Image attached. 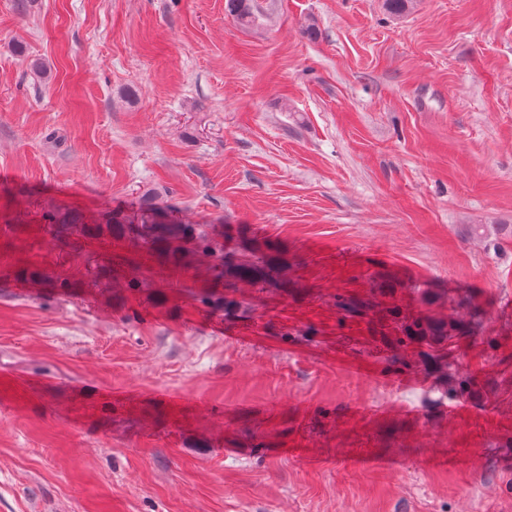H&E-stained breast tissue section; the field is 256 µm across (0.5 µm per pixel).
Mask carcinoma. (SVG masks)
I'll return each mask as SVG.
<instances>
[{"label":"carcinoma","instance_id":"cac0c4a2","mask_svg":"<svg viewBox=\"0 0 512 512\" xmlns=\"http://www.w3.org/2000/svg\"><path fill=\"white\" fill-rule=\"evenodd\" d=\"M225 11L245 27L253 25L257 19L250 0H225ZM128 233L143 244L162 245L165 259L172 262L179 261L191 243L211 253H224V261L218 266L215 277L227 285L233 281L268 283L279 272V264L273 260L253 261L245 256L229 255L224 252V246L196 234L191 225L164 218L162 202L153 192L143 195L136 221L128 225ZM339 307L350 317L364 318L372 311L373 304L351 297L339 301ZM402 332L408 338L420 337L432 344H440L468 335L469 329L457 320L426 318L402 325Z\"/></svg>","mask_w":512,"mask_h":512}]
</instances>
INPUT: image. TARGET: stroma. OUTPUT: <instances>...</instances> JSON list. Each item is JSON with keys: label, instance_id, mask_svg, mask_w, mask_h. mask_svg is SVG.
<instances>
[{"label": "stroma", "instance_id": "obj_1", "mask_svg": "<svg viewBox=\"0 0 512 512\" xmlns=\"http://www.w3.org/2000/svg\"><path fill=\"white\" fill-rule=\"evenodd\" d=\"M253 6L0 0V512H512V0ZM128 233L134 240L146 245L162 244L163 255L167 261L177 262L184 255L188 244L211 253L223 252L224 246L197 235L190 224H181L163 217L162 202L157 200L155 192L143 195L136 222L128 225ZM279 264L273 260L253 261L246 256L224 254V261L218 266L215 277L230 285L233 281L253 284L268 283L278 274ZM401 329L407 338L420 337L432 344L467 336L470 332L461 321L440 318L415 319Z\"/></svg>", "mask_w": 512, "mask_h": 512}]
</instances>
